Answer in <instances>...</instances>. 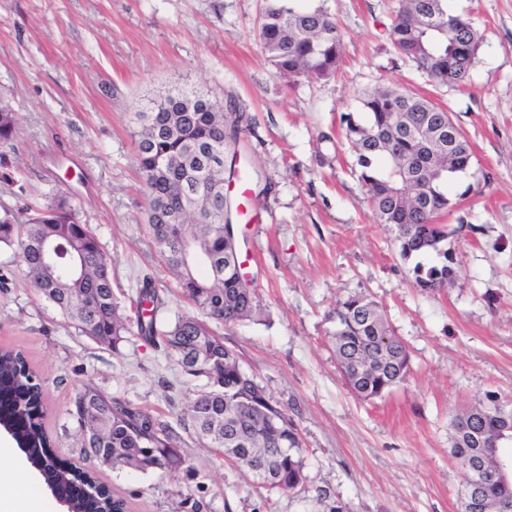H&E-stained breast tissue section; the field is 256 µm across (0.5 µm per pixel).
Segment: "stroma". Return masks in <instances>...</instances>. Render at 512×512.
I'll use <instances>...</instances> for the list:
<instances>
[{
	"label": "stroma",
	"mask_w": 512,
	"mask_h": 512,
	"mask_svg": "<svg viewBox=\"0 0 512 512\" xmlns=\"http://www.w3.org/2000/svg\"><path fill=\"white\" fill-rule=\"evenodd\" d=\"M323 6L342 38L329 79L278 76L256 30L265 0H0V98L20 116L0 158V205L47 203L62 187L112 261V292L130 309L143 278L161 317L194 316L147 226L138 111L171 90L235 100L252 126L240 172L251 188L240 227L260 310L219 327L285 408L302 438L306 479L266 490L205 447L187 423L196 384L162 347L118 349L84 336L32 287L17 251L0 250V347L24 353L44 389L42 424L59 459L89 468L126 512H461L463 476L448 441L461 408L512 397V0H448L482 33L467 84H434L398 56V0H301ZM391 87L445 107L471 144V191L441 223L458 228L457 277L416 287L391 232L351 168L343 114ZM364 292L410 353L406 381L367 402L346 386L331 342L337 301ZM157 409L174 425L190 474L85 460L70 414L77 386Z\"/></svg>",
	"instance_id": "35a3bbf8"
}]
</instances>
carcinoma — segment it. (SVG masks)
<instances>
[{
  "instance_id": "carcinoma-1",
  "label": "carcinoma",
  "mask_w": 512,
  "mask_h": 512,
  "mask_svg": "<svg viewBox=\"0 0 512 512\" xmlns=\"http://www.w3.org/2000/svg\"><path fill=\"white\" fill-rule=\"evenodd\" d=\"M258 40L266 60L276 73L293 80L322 79L335 73L342 53L341 35L335 22L320 7L300 8L295 0H266L261 13ZM399 55L416 62L437 83L461 86L474 66L481 34L471 19L448 10V0H398L389 33ZM367 120L355 113L343 116L344 136L354 165L369 194L378 223L389 227L400 257L409 261L433 253L437 261L412 268L414 282L424 291L444 288L456 277L458 261L448 239L456 230L437 222V216L457 205L448 186L466 172L472 151L458 127L454 146L440 129L452 123L448 111L431 101L392 88H374L360 99ZM217 119L223 121L227 141L237 144L252 117L236 103L214 101ZM17 113L0 101V147H12ZM217 138L207 112H186L173 130L158 139L153 151H138L147 204H158L169 190L166 172L177 167L191 180L199 143ZM211 211L205 222L179 219L149 225L166 266L177 259L182 242L195 240L213 253L224 255L230 240L224 239V194L213 181L208 186ZM78 204L59 189L39 209L0 206V244L21 255L34 287L84 335L116 349L132 330L143 339L161 345L177 358L183 372L205 382L188 407V419L198 436L208 432V447L232 449L237 465L254 467L268 476L260 483L267 490L289 491L305 480L298 426L292 415L247 372L237 354L204 320L177 315L159 319L163 305L152 282L145 280L132 300L136 324L122 312L112 294V266L96 235L76 220ZM60 250L56 268L44 270V245ZM183 295L209 319L224 326L252 317L256 311L254 289L233 276L217 283L208 272L190 262L175 273ZM331 340L340 373L350 391L371 401L400 385L409 373V353L395 336L380 305L365 294L355 293L338 302L332 315ZM387 357L383 370L354 379L352 364L380 354ZM26 369L20 353L0 350V392L13 391L26 406L40 405L38 385L18 383ZM501 397L488 392L458 417L472 420L484 431L487 447L512 420L504 422L495 404ZM70 415L85 429L82 451L109 448L112 467L139 471L165 469L190 472L176 448L177 432L171 423L148 408L111 398L91 383L77 389ZM17 433L31 457H43L50 444L41 423L29 421ZM124 503L96 486L79 512H123Z\"/></svg>"
}]
</instances>
